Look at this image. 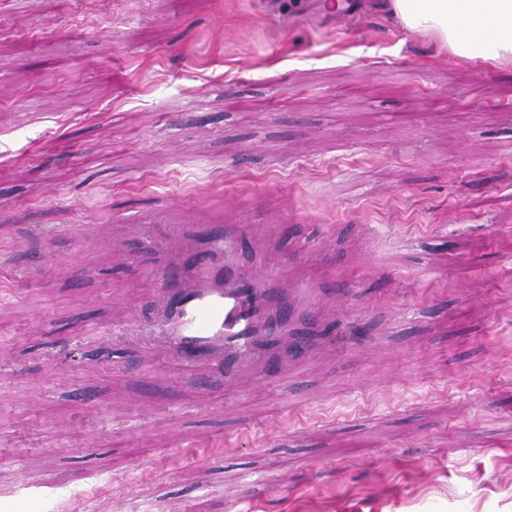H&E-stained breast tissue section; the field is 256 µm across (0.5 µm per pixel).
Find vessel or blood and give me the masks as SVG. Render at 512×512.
I'll list each match as a JSON object with an SVG mask.
<instances>
[{
    "label": "vessel or blood",
    "mask_w": 512,
    "mask_h": 512,
    "mask_svg": "<svg viewBox=\"0 0 512 512\" xmlns=\"http://www.w3.org/2000/svg\"><path fill=\"white\" fill-rule=\"evenodd\" d=\"M244 224H213L200 250L153 271L160 314L149 323L168 354L186 365L207 366L240 390L277 361V381L288 382L293 357L286 344L300 330L299 312L311 305L313 288L293 294L278 286L275 264L249 270L238 262Z\"/></svg>",
    "instance_id": "b4317fda"
}]
</instances>
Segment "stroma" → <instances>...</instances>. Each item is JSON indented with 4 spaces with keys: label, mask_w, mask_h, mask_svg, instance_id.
Here are the masks:
<instances>
[{
    "label": "stroma",
    "mask_w": 512,
    "mask_h": 512,
    "mask_svg": "<svg viewBox=\"0 0 512 512\" xmlns=\"http://www.w3.org/2000/svg\"><path fill=\"white\" fill-rule=\"evenodd\" d=\"M255 2L0 0V512H512V67ZM121 224L324 289L300 391L148 349Z\"/></svg>",
    "instance_id": "stroma-1"
}]
</instances>
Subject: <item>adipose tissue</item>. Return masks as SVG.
I'll return each instance as SVG.
<instances>
[{"instance_id": "adipose-tissue-1", "label": "adipose tissue", "mask_w": 512, "mask_h": 512, "mask_svg": "<svg viewBox=\"0 0 512 512\" xmlns=\"http://www.w3.org/2000/svg\"><path fill=\"white\" fill-rule=\"evenodd\" d=\"M386 7L402 27L454 60L512 62V0H388Z\"/></svg>"}]
</instances>
